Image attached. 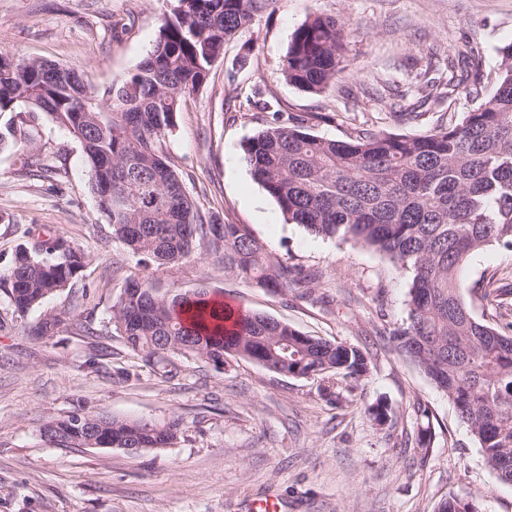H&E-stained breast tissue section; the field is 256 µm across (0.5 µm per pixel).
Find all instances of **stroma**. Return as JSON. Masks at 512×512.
Listing matches in <instances>:
<instances>
[{
    "instance_id": "obj_1",
    "label": "stroma",
    "mask_w": 512,
    "mask_h": 512,
    "mask_svg": "<svg viewBox=\"0 0 512 512\" xmlns=\"http://www.w3.org/2000/svg\"><path fill=\"white\" fill-rule=\"evenodd\" d=\"M170 0H0V53L77 70L97 92L127 80L151 50ZM348 25L349 66L335 88L311 94L288 84L282 61L294 31L314 13ZM491 71L512 42V0H277L224 45L199 93L183 100L166 139L171 167L206 216L245 226L272 253L312 280L302 299L227 274L205 248L153 275L163 294L208 288L243 308L312 336L361 349L367 376L340 398L316 379L292 377L247 359L224 367L177 357L168 381L141 367L112 332V305L136 272V257L113 241L88 188L82 148L51 117L30 124L50 178L21 173L20 147L0 150V278L34 225L84 248L88 264L63 291L15 315L0 286V512H247L275 497L280 512H435L448 496L476 497L484 512H512V485L487 466L452 404L394 352L383 326L406 315L408 279L383 255L308 234L286 223L254 181L244 140L265 128L267 101L308 116L315 134L344 138L351 123L393 132L416 126L393 112L424 70L445 71L465 43ZM386 88L384 102L362 88ZM465 288H496L512 308V253L487 247L459 270ZM61 320L44 339L45 314ZM385 400L391 420L373 425L367 409ZM431 410L430 448H407ZM164 422L183 435L140 455L121 448H65L42 424L77 406Z\"/></svg>"
}]
</instances>
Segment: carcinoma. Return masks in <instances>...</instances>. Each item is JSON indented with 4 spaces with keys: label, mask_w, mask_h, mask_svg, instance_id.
Instances as JSON below:
<instances>
[{
    "label": "carcinoma",
    "mask_w": 512,
    "mask_h": 512,
    "mask_svg": "<svg viewBox=\"0 0 512 512\" xmlns=\"http://www.w3.org/2000/svg\"><path fill=\"white\" fill-rule=\"evenodd\" d=\"M276 0H173L152 50L127 80L103 95L74 69L46 60L16 61L0 53V113L30 120L52 117L81 144L90 188L112 226V237L138 257L143 270H173L204 245L221 253L224 272L274 291L304 297L308 282L239 224L206 219L165 160L166 135L183 99L196 93L224 51ZM345 23L317 13L293 33L282 63L289 84L320 94L348 66ZM488 73L475 50L432 77L401 121L417 125L430 100L463 94L474 105L447 124L419 133H387L355 125L342 140L306 129L307 119L283 118L275 104L269 126L242 144L254 179L285 221L314 236L372 249L408 275L406 317L383 328L394 350L415 365L454 404L497 478L512 484V322L480 292L481 314L463 294L458 271L469 255L498 245L512 251V42ZM31 147L20 125L0 132V149ZM88 254L67 239L37 234L16 249L4 282L19 316L56 295L86 267ZM207 288L167 296L147 276L127 279L110 323L129 353L162 378L178 367L176 354L223 365L254 360L289 376L319 379L328 393L368 371L361 349L302 333L286 322L223 305ZM371 421H389L380 401ZM102 445L136 452L178 442L181 421L161 424L77 409L51 418L49 441L82 447L86 431ZM437 512H482L473 499L450 496Z\"/></svg>",
    "instance_id": "obj_1"
}]
</instances>
